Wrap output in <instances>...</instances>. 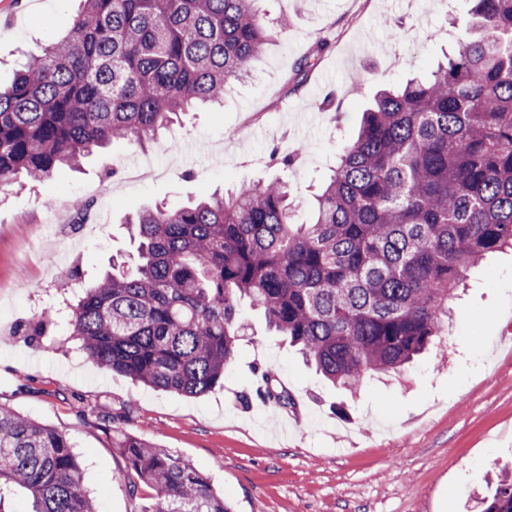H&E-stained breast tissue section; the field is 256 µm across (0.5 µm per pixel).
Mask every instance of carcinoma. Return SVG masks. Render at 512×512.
I'll return each instance as SVG.
<instances>
[{
    "label": "carcinoma",
    "mask_w": 512,
    "mask_h": 512,
    "mask_svg": "<svg viewBox=\"0 0 512 512\" xmlns=\"http://www.w3.org/2000/svg\"><path fill=\"white\" fill-rule=\"evenodd\" d=\"M82 2L67 35L0 90L1 188L77 171L113 142L163 147L162 132L222 101L281 33L256 0ZM473 2L481 35L377 93L314 196V223L293 221L278 178L144 208L126 220L134 264L114 260L93 282L72 267L77 299L23 335L59 328L93 365L189 396L224 384L244 300L345 390L428 350L467 270L512 249V0ZM300 153L274 148L270 161L287 168ZM115 447L130 497L152 490L137 512H233L181 456L122 431ZM10 486L32 512H98L68 438L0 406V512ZM482 504L512 512V480Z\"/></svg>",
    "instance_id": "carcinoma-1"
}]
</instances>
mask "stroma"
<instances>
[{"label":"stroma","instance_id":"35a3bbf8","mask_svg":"<svg viewBox=\"0 0 512 512\" xmlns=\"http://www.w3.org/2000/svg\"><path fill=\"white\" fill-rule=\"evenodd\" d=\"M282 32L223 106L188 113L160 149L112 144L81 171L0 191V405L63 433L98 512H136L126 465L103 414L128 411L133 433L188 460L235 512H482L512 473V252L473 268L451 301L447 344L356 394L327 383L263 312L241 306L244 331L221 387L153 390L84 357L16 335L37 300L61 298L65 273L86 279L132 253L127 214L178 207L218 188L272 177L274 145H304L281 171L294 220H314L312 193L329 178L363 109L386 83L426 75L453 51L469 0H258ZM77 0H0V85L25 54L64 36ZM315 56L313 69L299 68ZM116 174L105 177V169ZM195 178L184 181L185 173ZM87 221L73 224L77 204ZM273 373L289 400L262 401Z\"/></svg>","mask_w":512,"mask_h":512}]
</instances>
